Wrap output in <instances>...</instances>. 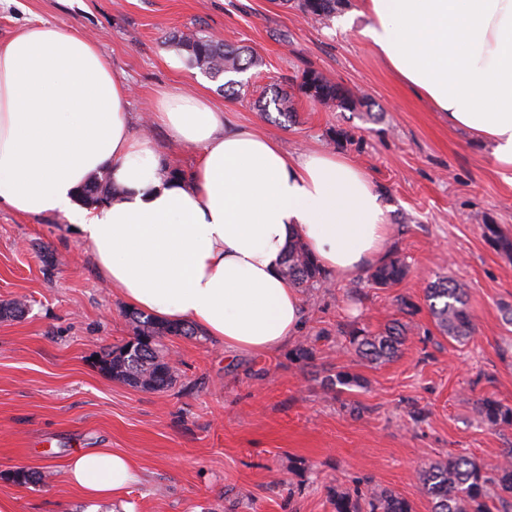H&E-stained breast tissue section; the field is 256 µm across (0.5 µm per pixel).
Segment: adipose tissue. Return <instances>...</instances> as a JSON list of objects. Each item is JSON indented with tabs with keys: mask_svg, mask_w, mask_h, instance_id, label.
<instances>
[{
	"mask_svg": "<svg viewBox=\"0 0 512 512\" xmlns=\"http://www.w3.org/2000/svg\"><path fill=\"white\" fill-rule=\"evenodd\" d=\"M357 13L406 88L512 171V0H358ZM129 96L80 32L43 22L0 42V209L68 216L130 307L191 324L228 354L273 353L305 319L283 274L292 242L342 277L384 259L389 206L346 157L288 152L225 123L200 94L172 93L150 118L198 151L172 179L133 133ZM102 173L119 196L78 208L80 187ZM64 476L88 499L120 501L140 468L131 455L84 449Z\"/></svg>",
	"mask_w": 512,
	"mask_h": 512,
	"instance_id": "adipose-tissue-1",
	"label": "adipose tissue"
}]
</instances>
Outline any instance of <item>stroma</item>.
I'll return each instance as SVG.
<instances>
[{"label":"stroma","mask_w":512,"mask_h":512,"mask_svg":"<svg viewBox=\"0 0 512 512\" xmlns=\"http://www.w3.org/2000/svg\"><path fill=\"white\" fill-rule=\"evenodd\" d=\"M356 0L319 21L281 0H0V42L44 21L84 33L132 88L127 109L136 135L181 171L196 150L145 121L164 94L202 91L235 125L277 139L289 152L349 139L338 151L370 178L391 206L387 251L409 271L391 288L366 272L331 277L303 292L305 322L274 353L228 355L204 335L169 337L178 379L168 391L132 388L100 371L95 358L131 340L130 308L101 280L94 257L61 214L24 217L0 209V303L26 300L29 312L0 320V495L16 512H123L91 504L63 478L76 451L109 448L134 456L141 481L127 497L135 512H335L342 492L373 485L398 493L412 512H430L417 471L448 454L496 462L512 426L478 420L477 400L512 406V253L487 238L512 236V183L485 147L450 129L410 94L362 35ZM201 28L258 58L239 94L192 67L175 48L177 31ZM319 72L365 100L331 112L300 93L303 72ZM294 96L295 115L266 117L258 100L276 89ZM464 285L475 315L470 340H448L424 300L441 277ZM409 298L413 313L400 310ZM407 325L391 361L371 364L345 352L348 334ZM315 359H296L300 344ZM362 384L336 392L338 367ZM45 471L20 484L14 471Z\"/></svg>","instance_id":"stroma-1"}]
</instances>
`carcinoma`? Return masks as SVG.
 Segmentation results:
<instances>
[{"label":"carcinoma","instance_id":"cac0c4a2","mask_svg":"<svg viewBox=\"0 0 512 512\" xmlns=\"http://www.w3.org/2000/svg\"><path fill=\"white\" fill-rule=\"evenodd\" d=\"M306 15L329 19L342 8L344 0H285ZM176 46L187 54L188 61L213 78L239 73L255 64L256 57H243L244 51L224 44L201 29H189L172 36ZM299 90L330 111H350L363 104L352 91L329 81L316 71L301 76ZM260 110L269 114L275 110L289 118L296 115L291 95L285 90L259 103ZM117 189L112 182L100 176L90 177L80 188V197L86 205L112 201ZM489 240L498 248L512 252V239L495 224L486 225ZM407 273L405 263L393 253L382 264L374 267L369 278L379 288L398 284ZM283 274L297 287L323 288L328 274L308 250L295 241L288 250ZM425 300L440 331L449 338L462 341L476 331L463 285L452 279H441L425 289ZM137 332L132 340L105 352L100 369L129 386L145 391L162 392L172 388L177 379L162 353V340L169 336H195L196 329L189 324H171L156 320L145 312H133ZM408 330L395 324L384 331L371 334L353 329L349 344L358 357L369 363H379L396 357L403 346ZM477 418L492 426H512V407L484 398L475 405ZM418 481L431 503V512H492L490 487L498 488V512H512V448L504 450L493 463H482L471 457L453 456L430 462L418 471ZM336 512H411L408 502L396 493L372 486L352 496H336Z\"/></svg>","mask_w":512,"mask_h":512}]
</instances>
